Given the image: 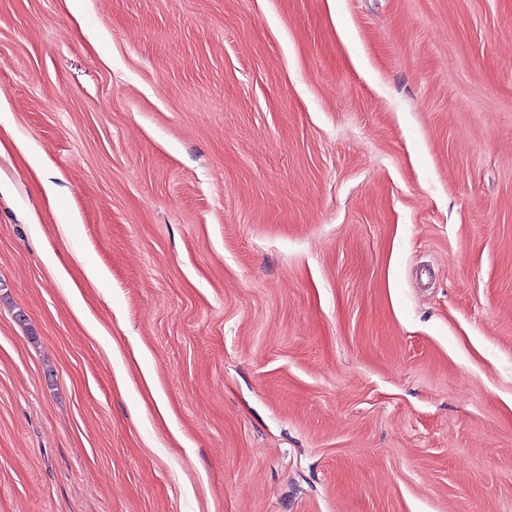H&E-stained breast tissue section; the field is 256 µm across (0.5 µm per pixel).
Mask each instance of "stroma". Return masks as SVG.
Wrapping results in <instances>:
<instances>
[{
    "label": "stroma",
    "mask_w": 512,
    "mask_h": 512,
    "mask_svg": "<svg viewBox=\"0 0 512 512\" xmlns=\"http://www.w3.org/2000/svg\"><path fill=\"white\" fill-rule=\"evenodd\" d=\"M0 512H512V0H0Z\"/></svg>",
    "instance_id": "35a3bbf8"
}]
</instances>
